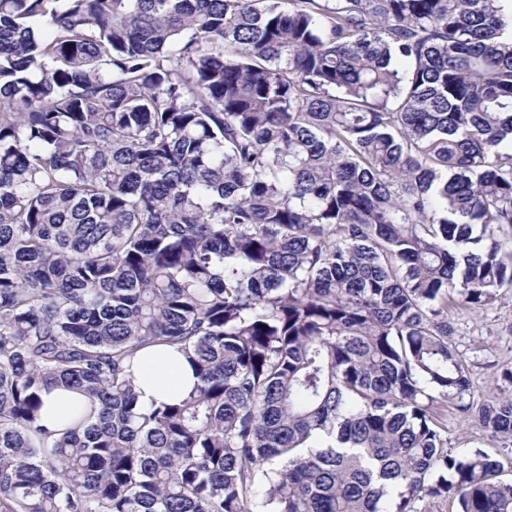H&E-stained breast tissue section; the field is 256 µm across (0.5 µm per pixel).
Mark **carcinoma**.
<instances>
[{"label":"carcinoma","instance_id":"obj_1","mask_svg":"<svg viewBox=\"0 0 512 512\" xmlns=\"http://www.w3.org/2000/svg\"><path fill=\"white\" fill-rule=\"evenodd\" d=\"M508 288L512 0H0V512H512ZM448 322L471 380L465 402H481L504 384L503 372L512 370V293L480 312L449 303ZM142 370L136 373L139 402L175 399L188 391L195 379L180 351L167 346H152L139 353ZM84 397L78 393L54 390L45 399L44 419L54 424L57 414L72 403L82 402ZM455 401H449L445 406L444 423L447 426V443L444 445L451 454H459L465 451L480 449L489 455L499 456L508 453L502 444L491 438L487 429L477 421L467 418L456 407Z\"/></svg>","mask_w":512,"mask_h":512}]
</instances>
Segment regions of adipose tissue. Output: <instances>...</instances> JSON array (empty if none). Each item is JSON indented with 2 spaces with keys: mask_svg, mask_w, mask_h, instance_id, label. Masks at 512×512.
Here are the masks:
<instances>
[{
  "mask_svg": "<svg viewBox=\"0 0 512 512\" xmlns=\"http://www.w3.org/2000/svg\"><path fill=\"white\" fill-rule=\"evenodd\" d=\"M142 368L136 374L141 404L179 397L194 384L193 372L180 351L152 346L139 354Z\"/></svg>",
  "mask_w": 512,
  "mask_h": 512,
  "instance_id": "adipose-tissue-1",
  "label": "adipose tissue"
}]
</instances>
